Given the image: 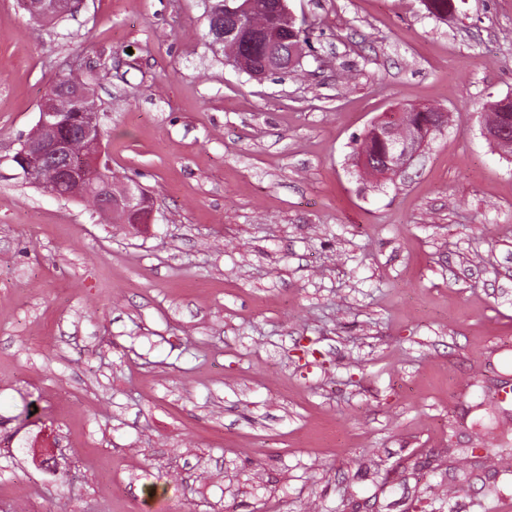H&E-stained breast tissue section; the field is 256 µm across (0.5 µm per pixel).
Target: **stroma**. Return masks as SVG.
<instances>
[{"mask_svg":"<svg viewBox=\"0 0 512 512\" xmlns=\"http://www.w3.org/2000/svg\"><path fill=\"white\" fill-rule=\"evenodd\" d=\"M287 4L313 50L259 81L206 46L208 0H0V512L512 501V156L479 118L512 98V0ZM69 66L153 223L18 177ZM422 105L450 114L422 156L364 174L356 137ZM23 2L24 0H21L20 4L26 11L38 19L47 20L52 17L54 21H59L75 14L85 0H53L50 5L45 4L43 0H26L24 4Z\"/></svg>","mask_w":512,"mask_h":512,"instance_id":"obj_1","label":"stroma"}]
</instances>
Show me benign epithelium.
<instances>
[{
  "instance_id": "obj_1",
  "label": "benign epithelium",
  "mask_w": 512,
  "mask_h": 512,
  "mask_svg": "<svg viewBox=\"0 0 512 512\" xmlns=\"http://www.w3.org/2000/svg\"><path fill=\"white\" fill-rule=\"evenodd\" d=\"M85 0H25L26 11L43 20L56 21L76 13ZM262 9L285 23L296 24V19L286 0H248L240 7L227 4L208 11L210 46L216 48L233 43L244 49L262 42L269 46L262 75H267L280 62L300 58L299 48L288 45L276 33L256 28L245 22V16ZM81 108V99L69 93L48 92L40 106L39 119L22 140L20 149L13 156L20 175L33 180L39 188L56 198L79 199L94 192L98 195L99 210L107 214L121 211L136 225L152 223L154 207H146L132 184L128 183L121 193L112 192V169L101 164L102 127L97 112H81L72 135L61 137L58 122L63 109ZM431 120L423 109L403 112H386L372 122L370 131L383 141V159L378 162L367 155H360L358 164L375 170L379 177L398 176L419 155L431 134L427 127ZM485 136L501 153L512 154V126L507 124L484 128ZM79 141L81 150L74 148ZM54 174L53 181L43 180L46 171Z\"/></svg>"
}]
</instances>
